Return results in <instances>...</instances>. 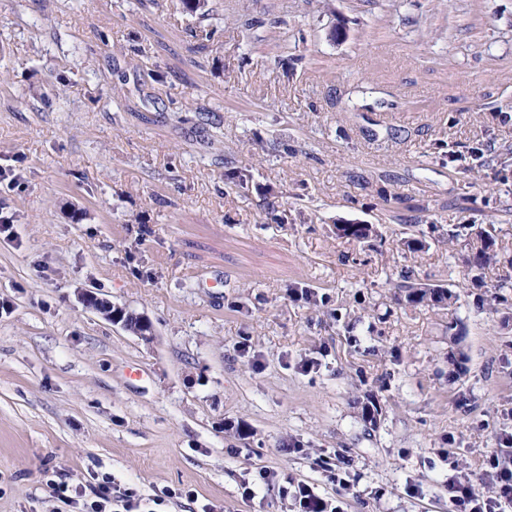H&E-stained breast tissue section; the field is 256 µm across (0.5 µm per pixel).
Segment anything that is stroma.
Returning <instances> with one entry per match:
<instances>
[{
    "mask_svg": "<svg viewBox=\"0 0 512 512\" xmlns=\"http://www.w3.org/2000/svg\"><path fill=\"white\" fill-rule=\"evenodd\" d=\"M207 8L0 0V512H80L53 485L101 473L143 512H296L300 480L344 512H450L454 474L491 494L512 0ZM405 274L452 303L407 305Z\"/></svg>",
    "mask_w": 512,
    "mask_h": 512,
    "instance_id": "1",
    "label": "stroma"
}]
</instances>
